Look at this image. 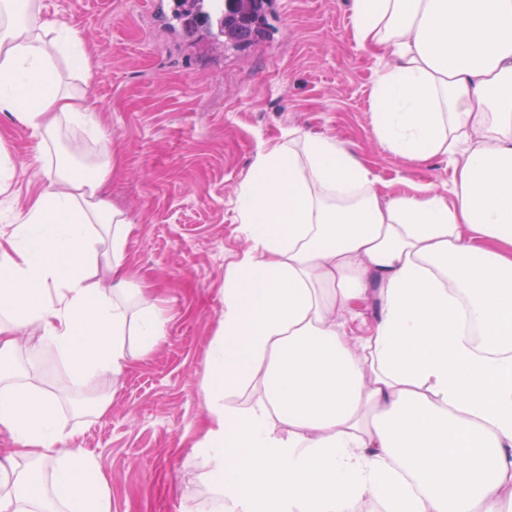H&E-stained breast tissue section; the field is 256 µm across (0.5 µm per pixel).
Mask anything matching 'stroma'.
I'll return each mask as SVG.
<instances>
[{
  "label": "stroma",
  "instance_id": "stroma-1",
  "mask_svg": "<svg viewBox=\"0 0 512 512\" xmlns=\"http://www.w3.org/2000/svg\"><path fill=\"white\" fill-rule=\"evenodd\" d=\"M47 19L80 29L94 77L87 104L120 158L107 188L133 223L126 263L169 319L164 340L131 355L120 374L89 386L65 379L39 336L14 359L62 401L74 444L93 457L110 512H180L210 486L191 457L207 427L201 391L224 310V267L246 242L237 231V189L259 144L288 130L335 138L380 180L383 195L414 184L445 190L453 170L392 154L370 127L376 62L357 49L350 0H272L266 36L211 52L169 28L168 0H42ZM0 148L16 165L24 206L40 189L37 140L0 120ZM104 400L78 415L77 400Z\"/></svg>",
  "mask_w": 512,
  "mask_h": 512
}]
</instances>
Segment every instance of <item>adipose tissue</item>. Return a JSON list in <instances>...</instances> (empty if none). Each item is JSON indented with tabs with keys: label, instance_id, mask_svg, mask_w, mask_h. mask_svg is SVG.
Masks as SVG:
<instances>
[{
	"label": "adipose tissue",
	"instance_id": "1",
	"mask_svg": "<svg viewBox=\"0 0 512 512\" xmlns=\"http://www.w3.org/2000/svg\"><path fill=\"white\" fill-rule=\"evenodd\" d=\"M377 62L375 138L408 162L445 159L432 185L381 199L328 136L260 148L237 191L247 246L224 269V312L194 460L213 491L183 512H503L512 500V0H352ZM79 30L41 0H0V114L43 156L39 194L0 226V512H110L56 396L13 358L40 332L74 383L120 372L168 319L131 312L133 229L104 190L118 158L86 104ZM95 145L66 161L64 132ZM376 292L380 313L360 327ZM481 334L468 339L467 327ZM252 390L248 404L227 402Z\"/></svg>",
	"mask_w": 512,
	"mask_h": 512
}]
</instances>
